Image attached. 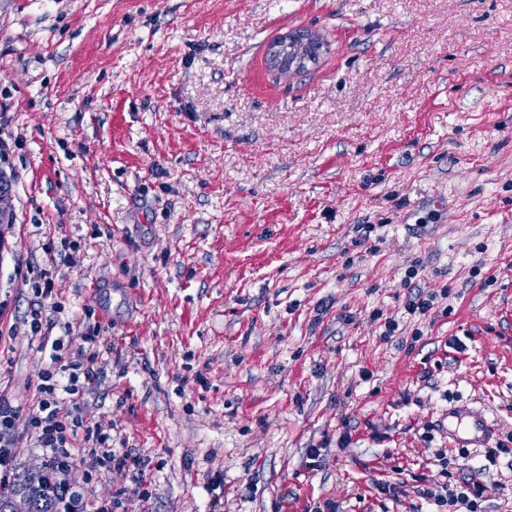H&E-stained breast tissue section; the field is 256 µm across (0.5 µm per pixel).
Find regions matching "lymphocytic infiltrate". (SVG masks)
Listing matches in <instances>:
<instances>
[{"label": "lymphocytic infiltrate", "instance_id": "f902f5d3", "mask_svg": "<svg viewBox=\"0 0 512 512\" xmlns=\"http://www.w3.org/2000/svg\"><path fill=\"white\" fill-rule=\"evenodd\" d=\"M55 257H46L43 268L33 277H23L22 283L30 288L39 306L30 313L29 328L39 337V350L47 351L50 364L38 386L37 404L30 422L36 447L41 448L46 460L44 476L55 496L56 512H85L86 504L81 492L73 490L66 474L76 457L90 458L93 464L109 463L123 467L124 458L112 449V436L101 427L84 425L78 414L80 402L86 393L90 366L98 356L94 348L95 337L84 336V344L74 350L64 348V342L73 338L78 325L63 322V334L52 339L43 332V309L58 313L61 305L54 300ZM506 445L488 449L486 464L468 467L461 480H454L445 453H437L436 461L444 471L445 481L439 489L423 490L421 496L435 512H479V503L489 474V463L511 451Z\"/></svg>", "mask_w": 512, "mask_h": 512}]
</instances>
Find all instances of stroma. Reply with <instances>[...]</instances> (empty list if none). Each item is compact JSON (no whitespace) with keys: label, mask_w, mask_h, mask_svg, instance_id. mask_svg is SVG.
<instances>
[{"label":"stroma","mask_w":512,"mask_h":512,"mask_svg":"<svg viewBox=\"0 0 512 512\" xmlns=\"http://www.w3.org/2000/svg\"><path fill=\"white\" fill-rule=\"evenodd\" d=\"M295 29L325 50L281 76ZM0 143L13 476L48 365L14 267L49 251L98 338L80 414L127 458L72 465L86 503L419 512L449 404L512 439V0H0ZM323 50V43L308 31L302 29L271 43L267 57L271 68L282 72H301L316 65Z\"/></svg>","instance_id":"obj_1"}]
</instances>
